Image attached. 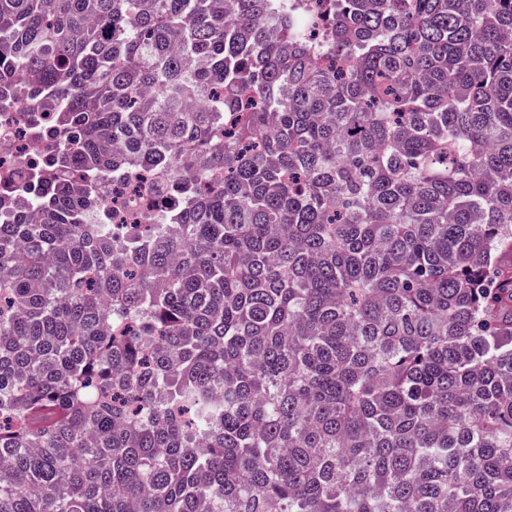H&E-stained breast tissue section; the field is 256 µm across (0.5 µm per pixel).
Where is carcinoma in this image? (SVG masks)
Returning a JSON list of instances; mask_svg holds the SVG:
<instances>
[{"instance_id":"cac0c4a2","label":"carcinoma","mask_w":512,"mask_h":512,"mask_svg":"<svg viewBox=\"0 0 512 512\" xmlns=\"http://www.w3.org/2000/svg\"><path fill=\"white\" fill-rule=\"evenodd\" d=\"M19 95L0 512H512V0H0ZM23 97L0 102V215L6 218L40 163L54 154L56 139L38 132L37 112ZM159 180V175H137L134 181L124 186L116 185L106 191L98 202V211L112 224V234L126 235L141 212L157 206V195L150 186ZM119 193L116 194V191Z\"/></svg>"}]
</instances>
